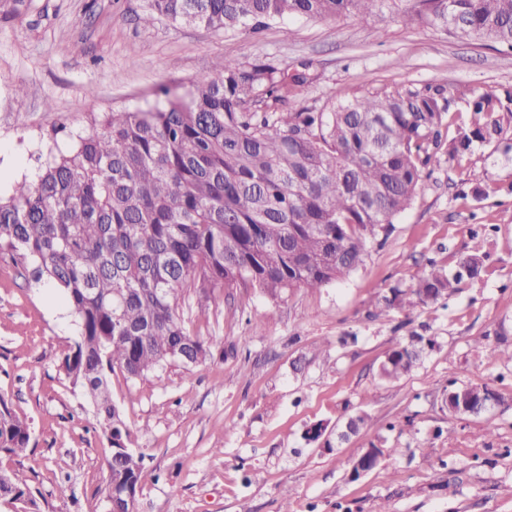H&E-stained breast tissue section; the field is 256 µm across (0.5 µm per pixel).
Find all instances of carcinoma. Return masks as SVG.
I'll use <instances>...</instances> for the list:
<instances>
[{
	"label": "carcinoma",
	"instance_id": "carcinoma-1",
	"mask_svg": "<svg viewBox=\"0 0 512 512\" xmlns=\"http://www.w3.org/2000/svg\"><path fill=\"white\" fill-rule=\"evenodd\" d=\"M379 0H149L142 21L159 18L214 30L264 20L371 17ZM405 22H427L457 37L512 50V0H419ZM456 17L448 26V14ZM271 62L224 59L195 78L186 96L137 111L104 112L66 154L49 153L37 183L0 198V247L33 267L37 282L61 289L79 326L61 366L108 432V495L123 500L144 478L143 456L127 432L108 375L137 379L167 363L188 368L210 347L180 313L196 298L206 311L216 288L249 284L272 299L322 288L358 269L367 245L387 236L424 173L441 162L443 131L456 112L471 114L448 144V160L512 128V91L454 96L441 84L393 85L321 107L277 114L289 83ZM485 256L469 254L448 273L431 267L411 286H394L372 311L412 312L481 277ZM435 341L395 343L379 376H410ZM493 391L467 385L447 395L448 411L485 412ZM29 424L0 398V452L19 456ZM396 448H373L354 464L369 471ZM29 489L0 472V499Z\"/></svg>",
	"mask_w": 512,
	"mask_h": 512
}]
</instances>
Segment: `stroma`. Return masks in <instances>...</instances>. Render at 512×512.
Masks as SVG:
<instances>
[{"mask_svg":"<svg viewBox=\"0 0 512 512\" xmlns=\"http://www.w3.org/2000/svg\"><path fill=\"white\" fill-rule=\"evenodd\" d=\"M147 4L0 0V154L15 174L0 181L1 197L15 181L36 183L48 145L69 151L93 115L154 104L165 87L185 92L227 58L305 71L283 112L395 84L512 89V53L397 22L407 0L367 21L284 18L226 33L165 18L144 26ZM478 183L493 193L476 202L467 193ZM511 184L512 131L424 176L385 243L345 280L278 300L237 285L203 312L186 301L210 358L109 377L127 444L144 457L135 512H512V362L492 354L512 348ZM474 252L487 257L481 280L411 315L371 318L389 288L432 266L456 270ZM414 332L434 351L409 377L382 381L386 352ZM77 338L61 291L0 249V397L31 427L26 454L0 455V471L26 481L38 512L109 510L107 437L61 368ZM463 385L488 386L500 401L479 417L451 414L444 399ZM361 409L367 425L338 441ZM372 446L394 454L352 478Z\"/></svg>","mask_w":512,"mask_h":512,"instance_id":"stroma-1","label":"stroma"}]
</instances>
